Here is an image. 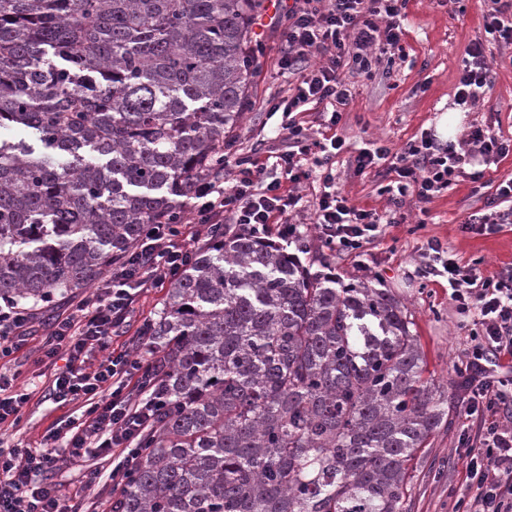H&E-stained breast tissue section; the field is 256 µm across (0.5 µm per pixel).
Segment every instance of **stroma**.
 <instances>
[{
  "label": "stroma",
  "instance_id": "1",
  "mask_svg": "<svg viewBox=\"0 0 512 512\" xmlns=\"http://www.w3.org/2000/svg\"><path fill=\"white\" fill-rule=\"evenodd\" d=\"M489 7L488 0H451L447 5L438 4L437 0H405L401 16L406 60L380 65L369 75L358 73L350 65L343 68L342 76L352 85L354 98L335 127L345 147L334 158L332 173L337 189L350 204L375 212L386 227L367 245L363 262L339 255L315 241L301 257L311 273L331 272L346 283L367 281L400 300L414 322L413 331L420 339L429 372L442 383L457 377L462 355L470 345L472 319L457 311L446 279L420 277L421 248L427 240L438 239L462 263L478 262L486 276L512 262V223L491 236L459 230L471 215L484 214L486 202L493 198L500 181L512 177V153L487 166L479 181L466 178L455 182L428 202L410 194L397 206L390 203L384 191L388 177L373 170L357 174L354 158L377 139L397 150L421 133L435 132L438 119L453 105L469 44L483 38V17ZM252 47L255 65L246 109L240 125L230 134L226 150L231 159L255 147L263 160L288 148L282 117L270 112L269 103L293 93L297 77L274 67L282 50L276 27L262 28ZM485 55L492 64L493 87L465 113L461 127L466 130L473 125L487 126L498 136L512 140V48L486 40ZM395 214L404 216V223L389 225V218ZM170 286V281L160 282L136 300L130 331L112 337L111 349L136 350L133 328L157 317ZM80 298V293H68L57 297L52 307L38 310L33 317L34 333L25 346L0 360V372L17 374L19 384L29 393L19 423L0 427V447L41 446L52 424L75 412V405L56 404L51 396L54 365L45 360L41 347L56 315ZM466 427L464 412H457L450 429L432 439L427 454L443 460V473L434 475L427 465L418 464L403 512H451L455 502L466 495L463 463L456 453ZM88 469L85 462L68 465L49 474L48 479L64 495L85 504L110 503L111 478L105 476L95 484H87Z\"/></svg>",
  "mask_w": 512,
  "mask_h": 512
}]
</instances>
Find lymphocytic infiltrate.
I'll use <instances>...</instances> for the list:
<instances>
[{"label": "lymphocytic infiltrate", "instance_id": "lymphocytic-infiltrate-1", "mask_svg": "<svg viewBox=\"0 0 512 512\" xmlns=\"http://www.w3.org/2000/svg\"><path fill=\"white\" fill-rule=\"evenodd\" d=\"M401 8L402 0H293L284 13V47L276 66L299 75L300 83L293 96L271 107L287 118L292 148L278 156L275 176L259 159L239 158L229 186L223 162H216L196 186L190 223L209 228L228 222L245 233L273 232L288 244L301 241L292 219L301 211L298 187L311 176L303 162L316 153L330 161L343 142L311 139L292 114L328 101L336 106L329 122L337 124L341 108L353 99L342 68L350 61L368 74L388 53L402 50ZM490 87L491 65L477 41L467 51L455 103L464 109L474 106ZM511 152L512 142L473 126L456 144L438 143L425 132L395 152L383 145L362 150L354 162L360 173L386 163L397 176L386 187L397 204L410 193L430 200L465 175L479 181L481 172L465 170L472 159L488 165ZM320 180L322 190L314 204L316 240L344 255L361 256L364 245L379 236L380 218L351 206L331 171L321 173ZM488 207V213L460 225V232L489 236L512 223V179L499 184ZM427 249L425 276L446 278L459 310L471 313L475 324L461 367L469 375L464 402L473 428L460 444L465 486L472 495L458 503L462 512H512V268L484 276L461 265L439 240H429ZM192 253L177 225H152L128 260L71 315L54 323L43 352L49 359L65 356L66 364L55 375L52 395L60 402L79 403L82 413L53 424L42 448L0 449V512H84L81 502L63 499L46 480L47 473L68 461L92 455L111 465L113 482L126 476L151 427L153 409L165 398L145 388L146 364L127 352H109L108 340L125 323L135 297L157 280L175 279ZM31 334L27 310L0 309V358L21 349ZM93 347L104 357L96 369H82L80 360Z\"/></svg>", "mask_w": 512, "mask_h": 512}]
</instances>
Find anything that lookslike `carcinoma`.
<instances>
[{"instance_id":"cac0c4a2","label":"carcinoma","mask_w":512,"mask_h":512,"mask_svg":"<svg viewBox=\"0 0 512 512\" xmlns=\"http://www.w3.org/2000/svg\"><path fill=\"white\" fill-rule=\"evenodd\" d=\"M262 0H0V303L44 307L170 224L224 153ZM386 289L214 230L150 335L169 406L118 512H402L456 394Z\"/></svg>"}]
</instances>
